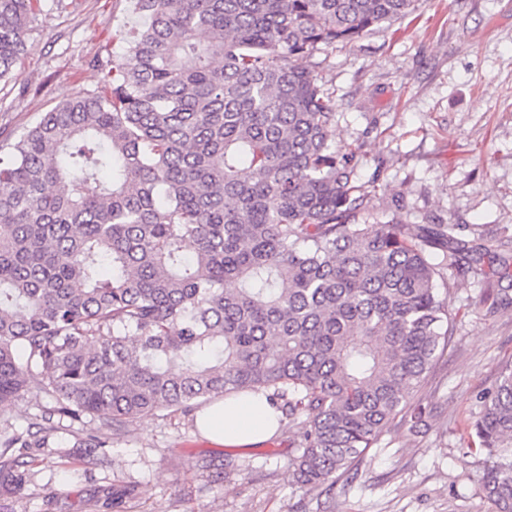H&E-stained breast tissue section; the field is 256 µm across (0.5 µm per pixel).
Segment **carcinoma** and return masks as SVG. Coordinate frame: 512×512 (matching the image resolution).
I'll return each mask as SVG.
<instances>
[{
  "instance_id": "carcinoma-1",
  "label": "carcinoma",
  "mask_w": 512,
  "mask_h": 512,
  "mask_svg": "<svg viewBox=\"0 0 512 512\" xmlns=\"http://www.w3.org/2000/svg\"><path fill=\"white\" fill-rule=\"evenodd\" d=\"M419 0H135L147 23L100 87L0 157V408L37 381L46 420L119 430L263 395L297 428L295 482L333 485L401 417L447 346L444 270L479 275L458 224L359 222L380 191L332 140L308 64ZM41 0H0V80ZM34 433L0 437L22 489ZM468 447L512 512V365Z\"/></svg>"
}]
</instances>
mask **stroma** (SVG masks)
<instances>
[{"instance_id":"1","label":"stroma","mask_w":512,"mask_h":512,"mask_svg":"<svg viewBox=\"0 0 512 512\" xmlns=\"http://www.w3.org/2000/svg\"><path fill=\"white\" fill-rule=\"evenodd\" d=\"M132 0H42L26 54L0 80V151L54 106L96 90L98 71L125 52L122 31L142 25ZM311 64L334 93V140L360 151L362 178L380 175L381 222L461 225L462 236L512 237V0H422L412 15L317 52ZM512 253L497 248L481 277L446 271L454 321L448 348L413 394L426 414L399 423L369 449L355 478L311 490L288 459L297 430L282 421L267 441L227 447L200 433L195 412H158L113 432L108 447L86 419L43 423L39 464L0 512H495L481 489L487 466L469 427L502 368L512 363V306L489 313L481 297L512 289ZM37 386L0 409V431L41 421ZM134 486L135 499L119 496Z\"/></svg>"}]
</instances>
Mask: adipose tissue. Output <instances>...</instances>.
I'll return each instance as SVG.
<instances>
[{
  "mask_svg": "<svg viewBox=\"0 0 512 512\" xmlns=\"http://www.w3.org/2000/svg\"><path fill=\"white\" fill-rule=\"evenodd\" d=\"M280 414L268 400L251 396L231 397L198 415V428L227 445L250 446L274 434Z\"/></svg>",
  "mask_w": 512,
  "mask_h": 512,
  "instance_id": "adipose-tissue-1",
  "label": "adipose tissue"
}]
</instances>
